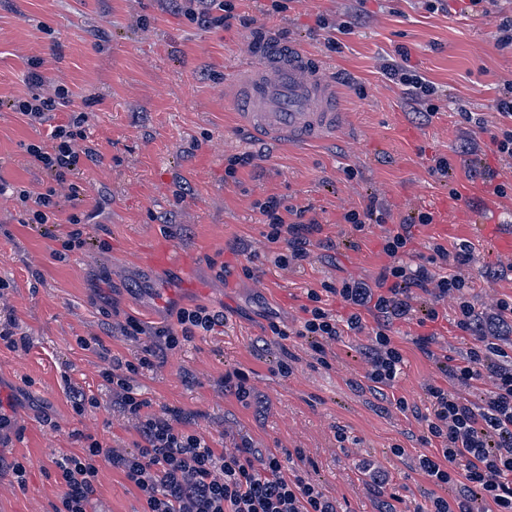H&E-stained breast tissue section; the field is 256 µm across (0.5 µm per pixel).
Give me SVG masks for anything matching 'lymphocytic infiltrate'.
Here are the masks:
<instances>
[{
	"label": "lymphocytic infiltrate",
	"mask_w": 512,
	"mask_h": 512,
	"mask_svg": "<svg viewBox=\"0 0 512 512\" xmlns=\"http://www.w3.org/2000/svg\"><path fill=\"white\" fill-rule=\"evenodd\" d=\"M72 102V92L58 86L53 92L37 91L8 103L29 125L50 127L47 141L28 144L26 151L53 181V188L40 192L21 187L12 194L25 223L45 228L47 237L64 252L87 249L89 241L82 230L86 221L82 213L67 215V232L54 231L60 211L57 189L67 186L69 198H78L85 165L101 161L87 144L85 113L72 112L61 124L49 122L57 106ZM253 207L267 228L266 240L288 246L280 263L310 258L312 237L321 229L316 219L301 211L286 219L284 205L274 195L256 200ZM432 221L431 213H417L386 238L383 252L388 262L374 283L350 278L325 285L320 292L309 290L293 333L309 339L322 363L326 344L348 331H368L370 342L361 354L368 366L366 378L372 390L380 393L392 386L404 364L390 337L394 322L426 326L440 317L438 301L456 298L453 323L462 335L473 339V346L454 359L431 352L434 334L418 337L422 351L430 352L446 383L427 384L429 407L423 413L413 412L422 425L423 441L434 449L433 454L419 458L417 467L436 489L430 512H476L479 501L493 503L494 512H512V353L505 348L512 342V297L498 299L489 315L477 313L463 298L466 282L460 270L473 259L469 242H460L451 250L437 245L424 262H407L413 225ZM418 290L435 300L420 318L412 306ZM328 293L340 298L345 314L329 309L324 300ZM369 317L374 320L370 328L365 325ZM176 321V326H159L151 332L131 316L117 323V333L127 339L136 341L144 334L150 339L137 361L110 359L100 371L112 388L115 406L137 422L140 440L134 451L120 452L103 448L91 437L80 452L56 457L53 464L62 493L53 512H89L100 483L98 462L102 459L139 490L143 512H338L335 500L303 476L299 467L305 458L303 451H296V461L290 465L279 450L256 447L244 436L233 448L218 449L195 429L192 414L177 407L164 408L159 414L149 412V400L132 384L134 375L163 363L167 352L194 337L222 327L225 316L197 304L179 308ZM451 485L455 495L444 497V489Z\"/></svg>",
	"instance_id": "obj_1"
}]
</instances>
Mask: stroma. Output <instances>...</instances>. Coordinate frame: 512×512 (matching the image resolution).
Masks as SVG:
<instances>
[{
	"mask_svg": "<svg viewBox=\"0 0 512 512\" xmlns=\"http://www.w3.org/2000/svg\"><path fill=\"white\" fill-rule=\"evenodd\" d=\"M271 11L269 0H235L239 21L229 27L187 20L175 0H0V281L7 290L0 311L13 313L26 349L0 346V403L12 418L0 433V512H53L61 488L54 457L77 452L83 435L104 447L133 450L136 424L112 402L99 375L100 349L134 359L138 343L113 336L115 316H135L145 328L175 323L180 307L203 304L223 312L217 331L198 336L167 354L163 364L134 378L153 412L179 407L196 415L200 431L216 448L249 436L259 448L302 449L306 477L335 500L339 512H377L379 496L366 466L387 471L388 489L404 512L428 507L431 485L417 468L431 454L411 413L382 402L365 378L360 353L367 334L348 333L326 344L327 365L307 339L294 336L306 293L345 278L374 282L387 257L385 237L422 201L447 195L487 166L512 180V161L492 151L489 134L499 115L496 101L512 81V44L502 25L512 19V0H485L482 14L469 0H286ZM294 46L341 89L347 126L323 143L277 149L236 118L242 102L224 95L237 67L250 62L260 42ZM408 61L432 82L437 112L414 110L404 86L386 66ZM44 91L67 87L73 107H60L55 123L72 111L88 117V140L102 157L87 165L79 200H63V213H88L86 237L95 245L57 258L55 242L22 223L10 187L46 188L48 178L26 153L45 141L48 126L32 127L7 107L32 88L31 70ZM473 113L466 122L464 113ZM254 154V166L236 179L224 176L228 157ZM447 158V176L434 173ZM308 210L320 222L321 243L309 260L279 265L285 243L271 244L253 207L269 195ZM376 201L389 218L355 231L345 213ZM467 224H420L413 229L415 255L435 245L467 241L473 260L463 268L466 299L488 314L512 296V257L495 252L477 218L480 201H463ZM193 252L190 279L175 271L137 265L134 257L157 239ZM108 241L101 251L100 241ZM330 248H323V241ZM229 271L215 276V264ZM251 275H244V268ZM418 327L397 322L390 336L404 356L390 388L395 397L426 408L424 386L439 380L419 348L420 332L433 333V351L457 357L473 343L448 316ZM291 329L276 341L269 321ZM100 337V345L81 339ZM293 373L278 374L283 353ZM241 370L257 395L243 405L219 385L225 372ZM96 399L76 415L70 388ZM345 441H338V432ZM403 455H395L394 446ZM24 463L25 485L10 468ZM137 488L103 465L89 512H141Z\"/></svg>",
	"mask_w": 512,
	"mask_h": 512,
	"instance_id": "obj_1",
	"label": "stroma"
}]
</instances>
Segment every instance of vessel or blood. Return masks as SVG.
<instances>
[{"label": "vessel or blood", "instance_id": "b4317fda", "mask_svg": "<svg viewBox=\"0 0 512 512\" xmlns=\"http://www.w3.org/2000/svg\"><path fill=\"white\" fill-rule=\"evenodd\" d=\"M224 94L246 102L245 125L280 147L323 141L345 125V115L336 106V87L300 50L259 53L255 63L226 85ZM498 213L497 203H487L480 222L494 231L493 246L511 254L512 229L499 228ZM136 261L153 269L186 270L193 264L191 255L167 242L137 255Z\"/></svg>", "mask_w": 512, "mask_h": 512}]
</instances>
